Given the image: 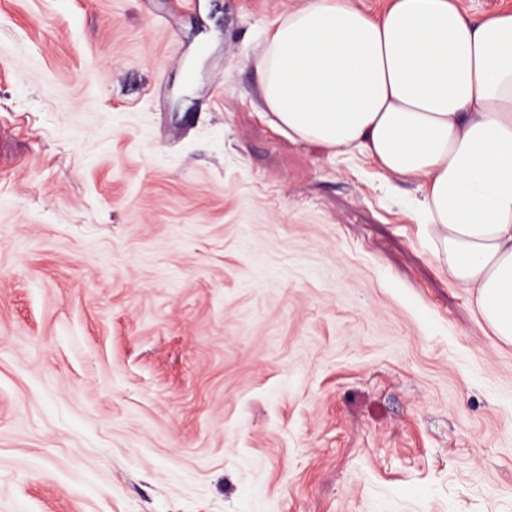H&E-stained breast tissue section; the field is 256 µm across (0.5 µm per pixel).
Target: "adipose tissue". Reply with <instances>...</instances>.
<instances>
[{
  "mask_svg": "<svg viewBox=\"0 0 512 512\" xmlns=\"http://www.w3.org/2000/svg\"><path fill=\"white\" fill-rule=\"evenodd\" d=\"M256 73L262 110L298 139L424 180L426 238L512 343V14L306 0L268 29Z\"/></svg>",
  "mask_w": 512,
  "mask_h": 512,
  "instance_id": "adipose-tissue-1",
  "label": "adipose tissue"
}]
</instances>
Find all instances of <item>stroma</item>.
I'll return each instance as SVG.
<instances>
[{"label":"stroma","mask_w":512,"mask_h":512,"mask_svg":"<svg viewBox=\"0 0 512 512\" xmlns=\"http://www.w3.org/2000/svg\"><path fill=\"white\" fill-rule=\"evenodd\" d=\"M303 3L0 0V512H512L418 183L260 110Z\"/></svg>","instance_id":"1"}]
</instances>
